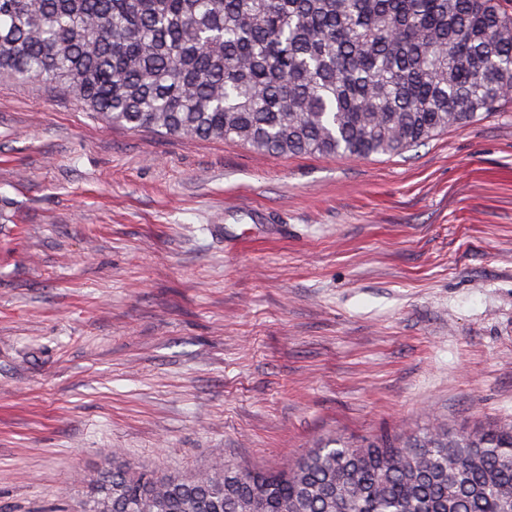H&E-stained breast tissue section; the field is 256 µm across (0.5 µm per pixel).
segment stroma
<instances>
[{
    "mask_svg": "<svg viewBox=\"0 0 512 512\" xmlns=\"http://www.w3.org/2000/svg\"><path fill=\"white\" fill-rule=\"evenodd\" d=\"M512 420V105L400 155H268L0 81V512L120 451L191 475Z\"/></svg>",
    "mask_w": 512,
    "mask_h": 512,
    "instance_id": "stroma-1",
    "label": "stroma"
}]
</instances>
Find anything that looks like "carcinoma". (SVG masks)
Returning a JSON list of instances; mask_svg holds the SVG:
<instances>
[{
    "label": "carcinoma",
    "instance_id": "1",
    "mask_svg": "<svg viewBox=\"0 0 512 512\" xmlns=\"http://www.w3.org/2000/svg\"><path fill=\"white\" fill-rule=\"evenodd\" d=\"M113 124L273 155H399L512 102L500 0H0V79ZM77 512H512V422L436 424L255 471L118 461Z\"/></svg>",
    "mask_w": 512,
    "mask_h": 512
}]
</instances>
